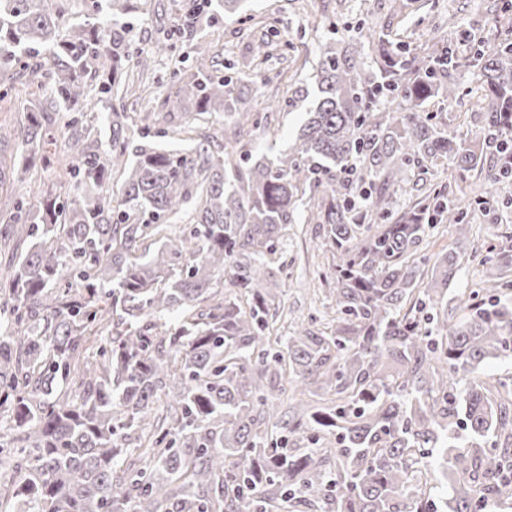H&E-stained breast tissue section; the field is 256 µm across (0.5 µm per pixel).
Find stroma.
Masks as SVG:
<instances>
[{
  "mask_svg": "<svg viewBox=\"0 0 512 512\" xmlns=\"http://www.w3.org/2000/svg\"><path fill=\"white\" fill-rule=\"evenodd\" d=\"M401 13H394L389 0H243L246 20L222 15L214 19L201 18L197 30L183 35L174 52L156 58L147 74L131 75L121 88L120 98L100 93L98 85H91L87 97V123L109 133L112 121L122 123L131 139L138 141L142 117L148 103L164 97L171 90L173 69L189 76L200 67L218 69L232 76L245 71L254 81L247 84L238 112H263L267 115L270 134L252 133L250 147L253 156L276 153L287 149L295 141L307 115L304 106L289 107L288 100L306 86L316 66L323 43L330 37L332 23L347 25L349 30L372 25L390 26L397 31L409 49H419L425 41L437 36L439 28L455 23L486 40H493L496 29L480 0H405ZM183 0H134V9L125 21L130 31L133 51L148 49L165 39L178 28L183 16ZM272 40L273 58L266 63L252 60L250 48L259 39ZM209 47L207 58H197L193 51L196 42ZM455 77L465 90L460 104L450 106L434 101L428 106L435 112L438 122L446 131L461 137L469 136L474 125L470 111L485 93L478 67L466 64L456 71ZM15 91L0 99V126L17 130L28 120L31 106L54 112L56 124L51 144L45 145L46 154L54 159L53 167L37 166L26 183L6 181L0 183V211L9 212L20 198L41 196L45 193L69 198L75 188L63 174L56 161L65 155L68 135L62 124L63 112L55 111L48 88L37 89L23 85L21 77H14ZM236 114L227 112L198 113L193 103H186L183 111L159 120L158 125L168 135L160 139L161 147L183 148L185 131L209 136L214 145L225 152L241 155L242 146L236 134ZM453 170L447 158H439L424 168L407 171L408 195L401 205H408L434 185L447 183ZM468 196L477 197L493 192L497 199L494 212L479 217L472 226L470 243L461 259L460 272L452 284L454 292L478 289L484 268L479 259L492 245L512 239V179L490 184L483 173L468 174L464 184ZM328 199L318 193L295 214L288 227L283 250L288 263L280 299L291 318L277 317L275 325L279 335L292 333V321L330 325L336 318L335 296L327 283L320 279L332 261V254L323 245L322 227L316 224L315 214L324 208Z\"/></svg>",
  "mask_w": 512,
  "mask_h": 512,
  "instance_id": "stroma-1",
  "label": "stroma"
}]
</instances>
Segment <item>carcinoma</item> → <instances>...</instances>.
<instances>
[{"instance_id": "carcinoma-1", "label": "carcinoma", "mask_w": 512, "mask_h": 512, "mask_svg": "<svg viewBox=\"0 0 512 512\" xmlns=\"http://www.w3.org/2000/svg\"><path fill=\"white\" fill-rule=\"evenodd\" d=\"M99 17L65 28L49 0H0V87L16 68L52 78L70 130L67 174L96 192L0 215V506L17 512H484L512 509V401L482 380L490 360L512 356V304L501 280L512 241L481 260L484 287L456 314L448 297L471 201L448 180L397 212L412 167L448 157L459 175L496 180L487 139L512 123V19L497 41L427 43L413 54L387 27L328 41L298 101L308 119L286 153L239 161L200 143L160 147L145 126L131 146L112 124L105 148L85 144V88L119 87L130 57L129 0H104ZM465 50H459V46ZM482 72L487 94L469 139L438 128L422 104L462 97L453 72ZM159 101L226 112L230 77L209 70ZM40 111L18 137L27 154L0 169L26 182L50 136ZM122 171L119 190L111 172ZM335 249L336 324L273 333L271 308L285 273L283 242L308 194ZM186 213L190 224L148 258L141 244ZM446 224L456 247L429 280L414 261L425 226ZM229 288L227 295L222 289ZM422 297L416 299V290ZM107 333L98 366L76 374L88 337ZM174 382L170 418L154 416ZM333 391L338 403L288 419L285 445L260 431L277 403ZM335 437V448L325 441ZM435 451L438 466L417 470ZM336 457V479L328 466ZM436 477L446 497L425 496Z\"/></svg>"}]
</instances>
